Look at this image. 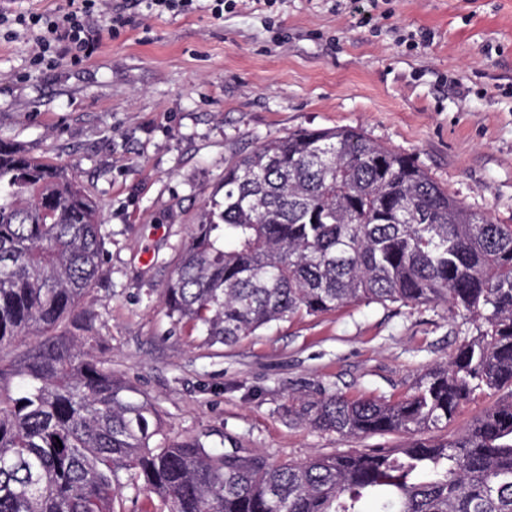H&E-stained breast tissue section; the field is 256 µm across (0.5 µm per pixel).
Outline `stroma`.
Returning a JSON list of instances; mask_svg holds the SVG:
<instances>
[{
    "mask_svg": "<svg viewBox=\"0 0 512 512\" xmlns=\"http://www.w3.org/2000/svg\"><path fill=\"white\" fill-rule=\"evenodd\" d=\"M213 7L138 5L79 65H35L34 34L0 27V137L97 202V353L157 403L168 438L206 434L275 464L399 447L401 435L345 440L291 411L334 392L406 396L475 335L465 319L355 302L211 347L168 317L161 290L201 209L223 200L226 161L300 129L353 128L412 154L512 225V0H238L220 19Z\"/></svg>",
    "mask_w": 512,
    "mask_h": 512,
    "instance_id": "stroma-1",
    "label": "stroma"
}]
</instances>
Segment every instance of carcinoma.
Returning <instances> with one entry per match:
<instances>
[{
  "label": "carcinoma",
  "instance_id": "carcinoma-1",
  "mask_svg": "<svg viewBox=\"0 0 512 512\" xmlns=\"http://www.w3.org/2000/svg\"><path fill=\"white\" fill-rule=\"evenodd\" d=\"M96 202L62 166L0 138V512H115L124 488L160 512H512V400L454 438L464 403L512 388V225L436 183L410 154L352 128L268 139L224 167L161 295L169 317L232 346L354 302L442 304L476 326L397 401L332 393L294 408L393 450L272 464L167 437L160 409L94 354L85 299L103 265Z\"/></svg>",
  "mask_w": 512,
  "mask_h": 512
}]
</instances>
